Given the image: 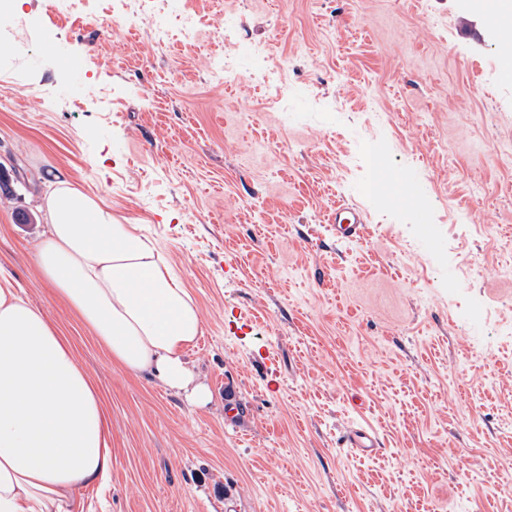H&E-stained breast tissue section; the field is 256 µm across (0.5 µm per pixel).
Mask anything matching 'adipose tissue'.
<instances>
[{"instance_id": "adipose-tissue-1", "label": "adipose tissue", "mask_w": 512, "mask_h": 512, "mask_svg": "<svg viewBox=\"0 0 512 512\" xmlns=\"http://www.w3.org/2000/svg\"><path fill=\"white\" fill-rule=\"evenodd\" d=\"M45 211V281L122 368L206 402L184 360L201 319L156 248L68 181ZM109 418L68 338L0 271V512H71L74 493L112 469Z\"/></svg>"}]
</instances>
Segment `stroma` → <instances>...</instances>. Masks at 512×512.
<instances>
[{
  "label": "stroma",
  "instance_id": "stroma-1",
  "mask_svg": "<svg viewBox=\"0 0 512 512\" xmlns=\"http://www.w3.org/2000/svg\"><path fill=\"white\" fill-rule=\"evenodd\" d=\"M53 0L0 9V268L107 399L79 512H512V74L499 0H153L157 47ZM237 41L214 40L224 15ZM266 86L216 83L205 59ZM380 145L403 194L363 190ZM137 225L196 305L203 404L114 364L35 263L56 175ZM362 208L337 242L338 204ZM232 382L240 426L224 420ZM376 429L382 452L341 447ZM250 54L253 57L251 69L244 73L238 62L232 56H225L224 61L212 65V74L216 81L224 82L225 85L235 83L243 78L265 82L270 79L264 69L263 50L258 45L250 48Z\"/></svg>",
  "mask_w": 512,
  "mask_h": 512
}]
</instances>
